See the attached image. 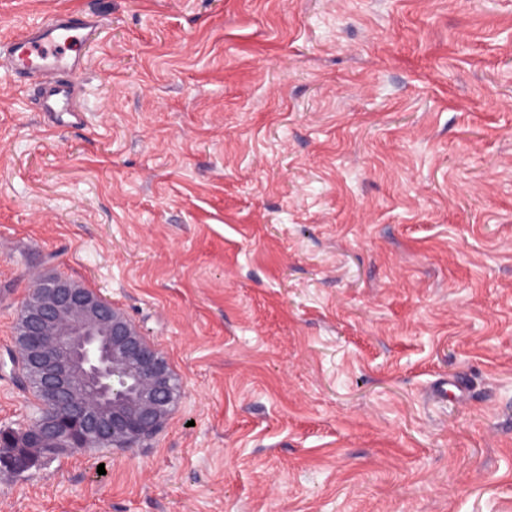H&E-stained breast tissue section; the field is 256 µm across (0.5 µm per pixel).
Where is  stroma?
I'll return each instance as SVG.
<instances>
[{
	"label": "stroma",
	"mask_w": 512,
	"mask_h": 512,
	"mask_svg": "<svg viewBox=\"0 0 512 512\" xmlns=\"http://www.w3.org/2000/svg\"><path fill=\"white\" fill-rule=\"evenodd\" d=\"M59 13L84 126L0 66V428L46 273L183 394L0 512H512V0H0V46Z\"/></svg>",
	"instance_id": "35a3bbf8"
}]
</instances>
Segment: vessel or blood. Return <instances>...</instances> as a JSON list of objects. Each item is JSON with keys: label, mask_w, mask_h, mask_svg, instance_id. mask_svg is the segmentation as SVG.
I'll use <instances>...</instances> for the list:
<instances>
[{"label": "vessel or blood", "mask_w": 512, "mask_h": 512, "mask_svg": "<svg viewBox=\"0 0 512 512\" xmlns=\"http://www.w3.org/2000/svg\"><path fill=\"white\" fill-rule=\"evenodd\" d=\"M82 19L65 16L27 28L9 46L8 67L29 80L41 111L54 112L68 124L82 123L76 103L86 66L79 51Z\"/></svg>", "instance_id": "b4317fda"}]
</instances>
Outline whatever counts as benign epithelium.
<instances>
[{"label": "benign epithelium", "instance_id": "benign-epithelium-1", "mask_svg": "<svg viewBox=\"0 0 512 512\" xmlns=\"http://www.w3.org/2000/svg\"><path fill=\"white\" fill-rule=\"evenodd\" d=\"M9 358L39 395L34 438L57 450L110 441L141 448L167 421L181 384L166 357L100 294L63 276L34 281Z\"/></svg>", "mask_w": 512, "mask_h": 512}]
</instances>
